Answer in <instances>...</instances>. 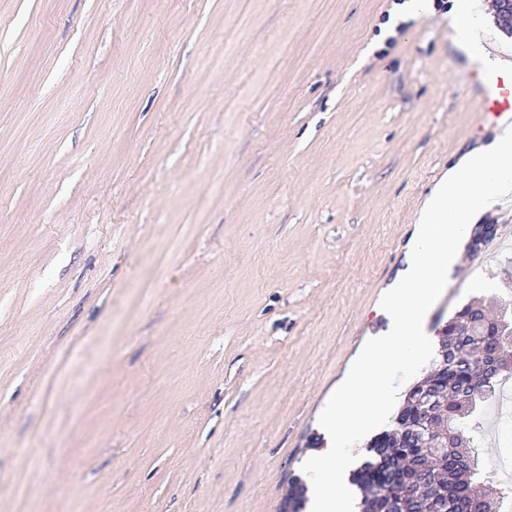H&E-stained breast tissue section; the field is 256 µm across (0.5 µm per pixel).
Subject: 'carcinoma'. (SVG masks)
Here are the masks:
<instances>
[{"label":"carcinoma","mask_w":512,"mask_h":512,"mask_svg":"<svg viewBox=\"0 0 512 512\" xmlns=\"http://www.w3.org/2000/svg\"><path fill=\"white\" fill-rule=\"evenodd\" d=\"M478 310L486 314L485 307L477 302L465 305L456 316L439 331L437 360L447 363V368H431L407 392L403 407L395 416L391 428L382 431L368 443L369 458L352 471L350 481L361 492L362 512H437L440 504L463 491L483 501L485 512H503L506 494L494 497L474 490L479 461L474 447L471 417L477 403L466 399L462 390L477 376L474 365L481 356L478 346L464 339L459 325L462 316ZM432 386L438 392L433 404L439 417L448 419V451L451 463H432L427 456L429 440L438 434L443 425L430 427L427 422L406 423V417L415 412L417 393ZM429 466L439 490L435 494L424 492L407 494L397 480V474L405 468ZM304 483L294 477L288 489L285 503L288 512H301Z\"/></svg>","instance_id":"cac0c4a2"}]
</instances>
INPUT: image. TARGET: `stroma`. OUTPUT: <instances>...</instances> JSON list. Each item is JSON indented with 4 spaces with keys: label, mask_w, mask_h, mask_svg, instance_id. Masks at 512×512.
<instances>
[{
    "label": "stroma",
    "mask_w": 512,
    "mask_h": 512,
    "mask_svg": "<svg viewBox=\"0 0 512 512\" xmlns=\"http://www.w3.org/2000/svg\"><path fill=\"white\" fill-rule=\"evenodd\" d=\"M404 0H0V512H279L441 177L511 121ZM425 332L506 299L512 195Z\"/></svg>",
    "instance_id": "1"
}]
</instances>
